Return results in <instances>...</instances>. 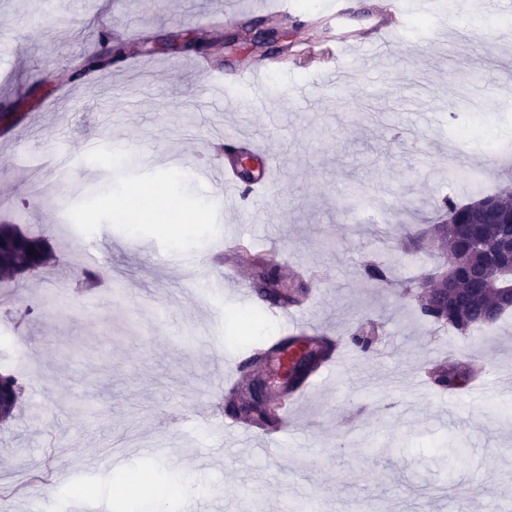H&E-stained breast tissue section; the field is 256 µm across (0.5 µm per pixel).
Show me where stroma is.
Listing matches in <instances>:
<instances>
[{"mask_svg": "<svg viewBox=\"0 0 512 512\" xmlns=\"http://www.w3.org/2000/svg\"><path fill=\"white\" fill-rule=\"evenodd\" d=\"M0 0V222L44 237L55 257L38 278L0 281V373L24 394L0 428V496L34 512L17 484L68 498L87 487L105 512L159 492V512H505L512 507V313L460 334L416 319L420 277L439 257L414 251L407 227L430 224L443 198L472 187L428 176L448 153L479 171L482 190L512 185V11L489 0H432L410 16L382 61L350 66L331 89L327 53L365 38L383 0H345L330 19L311 0L282 18L288 52L225 46L228 29L259 19L269 0ZM457 25L439 31L438 15ZM123 58L129 37L191 32L210 54H158L148 74L103 71L89 85L72 62L100 51L98 24ZM264 68L267 112L248 111L236 76ZM228 86L220 106L207 82ZM252 134L275 158L262 194L217 213L197 174L225 138ZM165 189L175 218L130 209L136 188ZM268 251L285 276L309 270L310 325L335 337L375 326L369 353L351 350L288 417L273 455L221 453L212 428L182 423L203 404L227 411L218 384L247 348L278 329L274 306L238 302L208 280L184 296L189 272L171 253L200 254L214 272L228 241ZM102 272L92 290L80 264ZM385 264L386 280L365 268ZM479 362L489 393L440 400L402 375Z\"/></svg>", "mask_w": 512, "mask_h": 512, "instance_id": "35a3bbf8", "label": "stroma"}]
</instances>
